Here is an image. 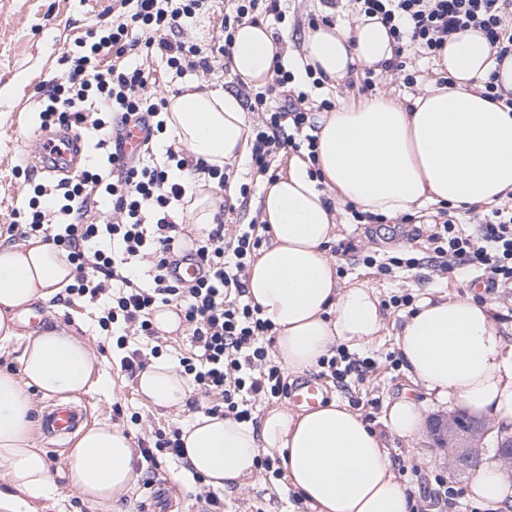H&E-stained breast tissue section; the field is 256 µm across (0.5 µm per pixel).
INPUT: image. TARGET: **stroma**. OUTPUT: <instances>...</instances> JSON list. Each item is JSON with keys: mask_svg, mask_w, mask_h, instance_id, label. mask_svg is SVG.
Instances as JSON below:
<instances>
[{"mask_svg": "<svg viewBox=\"0 0 512 512\" xmlns=\"http://www.w3.org/2000/svg\"><path fill=\"white\" fill-rule=\"evenodd\" d=\"M134 8V0H0V230L10 223L13 210L22 207L26 180L38 182L46 178L45 173L27 169L25 163L43 135L37 113L38 87L61 75L62 56L74 48L86 30L110 26L113 19L130 14ZM284 10V22L268 17L264 23L280 37L286 48L285 61L293 66L303 54L307 17L320 13L322 6L319 0H286ZM143 64L150 72L149 88L159 97L176 94L180 85L188 81L219 85L234 93L240 89L238 76L232 74L217 71L179 76L154 56L144 58ZM412 69L416 82L411 86L403 85L397 76L377 72L374 94L401 100L436 84L442 75L436 62L421 58L413 61ZM306 157L305 149L285 148L273 161V177H287L295 162ZM270 178L255 175L249 164H242L236 181L248 184V199L246 204L224 214V224H246L261 215ZM334 222L338 226L337 241L354 246L342 263L339 279L344 284L369 281L384 303V327L372 343L356 351L358 357L370 358L373 363L365 380L348 391L326 383L327 397L348 403L381 434L397 475L414 500L416 512H485L479 503L467 498V477L449 473L443 451L435 448L428 432L406 439L390 434L385 427L388 404L402 397L420 403L427 420L459 410L455 400H431L409 379L404 363L398 360L397 347V334L407 310L390 307L388 301L395 295L408 294L417 300L426 295L474 292L477 299L491 306L500 335L512 345V288L491 287L487 277L478 273L441 275L423 268L382 274L378 263L398 252L410 250L417 257L426 256V236L431 225L417 228L397 219L378 226L360 224L346 210L336 213ZM368 256L373 257V264H365ZM39 307L40 328H63L87 338L95 371L105 379L104 388L69 395L70 400L85 406L89 422L118 425L131 439L138 440L151 438L158 431L167 433L183 427L195 413L204 411L207 401L195 391L180 409H163L143 399L137 392L136 377L120 370L123 350L114 348L111 337L105 336L98 326L97 305L70 301L64 293L40 302ZM33 441L46 458L52 483L50 498L35 502V512H142L144 502L157 489L177 512H202L205 506L204 485L194 482L180 461L165 457L155 484L136 483L123 500L109 510H101L70 486L66 476L68 448L54 447L38 428L33 431ZM443 482L458 492L455 509H448L436 497ZM295 496L287 478L276 479L257 468L241 489L224 493L223 512H303L304 507L296 503Z\"/></svg>", "mask_w": 512, "mask_h": 512, "instance_id": "1", "label": "stroma"}]
</instances>
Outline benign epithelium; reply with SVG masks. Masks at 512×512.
Returning a JSON list of instances; mask_svg holds the SVG:
<instances>
[{
	"label": "benign epithelium",
	"mask_w": 512,
	"mask_h": 512,
	"mask_svg": "<svg viewBox=\"0 0 512 512\" xmlns=\"http://www.w3.org/2000/svg\"><path fill=\"white\" fill-rule=\"evenodd\" d=\"M431 436L439 448L448 449L445 455L448 471L460 476L471 470L480 461L488 427L484 420L465 414L437 416L429 424ZM497 452L512 472V435L497 438Z\"/></svg>",
	"instance_id": "benign-epithelium-1"
}]
</instances>
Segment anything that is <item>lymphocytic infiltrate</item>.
<instances>
[{
    "instance_id": "f902f5d3",
    "label": "lymphocytic infiltrate",
    "mask_w": 512,
    "mask_h": 512,
    "mask_svg": "<svg viewBox=\"0 0 512 512\" xmlns=\"http://www.w3.org/2000/svg\"><path fill=\"white\" fill-rule=\"evenodd\" d=\"M207 3L136 0L132 14L87 31L79 50L66 56L63 74L40 86L38 112L41 129L92 132L93 149L72 176L36 184L6 231L21 239L41 235L63 251L73 270L71 294L98 303V324L112 331L117 346H125L131 336L156 337L153 310L175 305L189 331L182 374L203 396L218 397L209 415L248 422L255 402L288 395L282 368L269 355L274 328L245 297L247 270L261 243L260 223L236 225L231 233L224 224L211 225L196 243L198 277L181 281L175 276L181 257L177 243L185 229L175 207L186 188L169 172L174 167L205 171L221 191L231 171L193 162L174 144L161 163L122 158L125 126L134 124L155 137L165 128L162 114L168 106L167 99L151 94L149 71L132 58V30L147 32V53L159 55L176 73L208 74L229 71L236 25L285 16L283 0H229L219 45L211 53L183 36L185 20ZM349 5L356 15L377 17L388 28L394 56L384 69L407 85L415 81L407 69L411 56L438 58L449 37L462 29L482 30L498 57L512 55V0H349ZM240 93L258 115L250 140V163L258 175L270 172L273 158L296 134L315 149L308 93L282 61H275L265 90L245 86ZM273 97L278 100L274 106L269 103ZM106 209L112 212L108 222L99 218ZM427 242L428 256H393L382 271H474L487 275L492 285H512V203L493 210L469 235L443 221Z\"/></svg>"
}]
</instances>
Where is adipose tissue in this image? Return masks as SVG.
Wrapping results in <instances>:
<instances>
[{
  "instance_id": "ef3b65f1",
  "label": "adipose tissue",
  "mask_w": 512,
  "mask_h": 512,
  "mask_svg": "<svg viewBox=\"0 0 512 512\" xmlns=\"http://www.w3.org/2000/svg\"><path fill=\"white\" fill-rule=\"evenodd\" d=\"M277 46L268 28L246 23L235 32L232 72L264 85ZM393 56L380 21L321 25L304 37L301 66L322 71L339 84L355 69L382 70ZM439 65L450 83L397 101L382 95L316 113L317 166L304 163L266 189L263 219L272 235L251 264L247 296L273 324L277 360L300 373L337 344L357 349L384 327L372 286H342L326 246L334 236L331 205L396 218L428 205L491 206L512 196V111L483 97L481 83L495 77L512 90V56L497 62L486 38L468 29L451 35ZM165 132L205 164L243 162L251 127L239 100L222 88L180 86L167 107ZM197 174L179 207L183 223L212 224L220 197ZM73 280L61 252L42 239L0 246V341L17 335L31 303L58 295ZM414 383L441 400L452 396L495 430L512 432V345L499 334L487 305L473 294L422 298L397 336ZM20 374L0 371V477L14 492L0 512H29L48 498L45 457L33 442L30 389L47 394L103 386L94 374L87 339L64 330H43L29 339ZM137 390L155 406L181 407L190 393L186 378L163 360L138 377ZM185 455L212 488L243 486L260 452L278 453L292 488L313 512H410L406 486L378 432L345 403L332 401L295 411L268 410L259 426L228 417L195 414L183 429ZM67 478L87 501L110 506L138 480L132 441L118 427L98 422L79 429L68 454ZM467 495L507 512L512 482L499 461L472 470Z\"/></svg>"
}]
</instances>
